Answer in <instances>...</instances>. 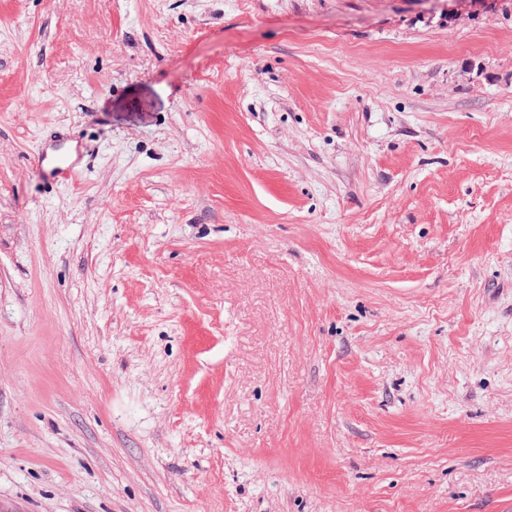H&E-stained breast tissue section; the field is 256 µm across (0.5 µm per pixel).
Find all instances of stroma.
I'll return each instance as SVG.
<instances>
[{
	"mask_svg": "<svg viewBox=\"0 0 512 512\" xmlns=\"http://www.w3.org/2000/svg\"><path fill=\"white\" fill-rule=\"evenodd\" d=\"M0 512H512V0H0Z\"/></svg>",
	"mask_w": 512,
	"mask_h": 512,
	"instance_id": "obj_1",
	"label": "stroma"
}]
</instances>
